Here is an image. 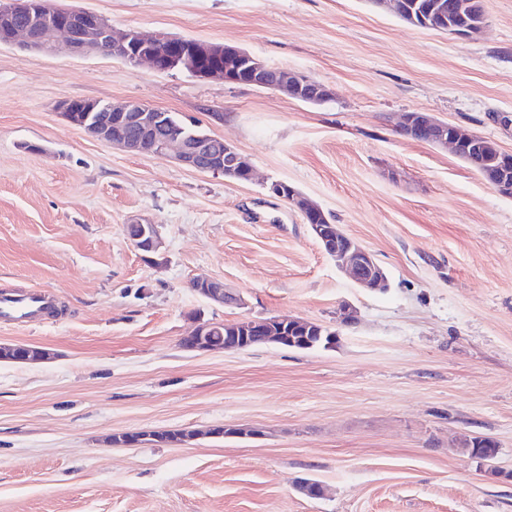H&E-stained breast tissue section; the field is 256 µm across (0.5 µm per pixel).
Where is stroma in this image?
Listing matches in <instances>:
<instances>
[{
    "label": "stroma",
    "instance_id": "stroma-1",
    "mask_svg": "<svg viewBox=\"0 0 512 512\" xmlns=\"http://www.w3.org/2000/svg\"><path fill=\"white\" fill-rule=\"evenodd\" d=\"M57 2L244 49L332 96L0 45V291L43 290L55 307L0 322L1 344L53 354L0 363V512H512V198L398 130L427 112L512 153L498 120L512 115V0H482L472 39L372 0ZM65 99L171 112L236 147L255 178L95 140L62 117ZM275 181L371 252L386 289L348 278ZM135 220L157 225V262L128 239ZM199 277L240 303L201 297ZM345 304L356 318L340 327ZM244 317L309 320L339 340L181 345L198 320ZM160 430L197 437L110 442ZM465 434L492 438L496 457L463 452ZM303 478L324 496L303 495Z\"/></svg>",
    "mask_w": 512,
    "mask_h": 512
}]
</instances>
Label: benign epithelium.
Wrapping results in <instances>:
<instances>
[{
  "instance_id": "obj_1",
  "label": "benign epithelium",
  "mask_w": 512,
  "mask_h": 512,
  "mask_svg": "<svg viewBox=\"0 0 512 512\" xmlns=\"http://www.w3.org/2000/svg\"><path fill=\"white\" fill-rule=\"evenodd\" d=\"M55 32L63 41L51 42L46 35ZM0 45H15L25 50L46 54L61 51L78 55L117 53L131 65L150 64L157 73L173 67L197 78L218 77L226 82L281 90L302 102L327 100L331 91L322 83L302 75L268 67L260 59L233 46L185 39L165 33L144 37L138 32H118L112 24L95 14L79 9L55 6L53 0H0ZM85 116L76 117V109L65 100L59 104L65 119L89 136L128 153L164 154L175 151V159L183 166L203 172L221 173L237 181L252 179L253 167L233 146L211 135L185 134L170 127L168 113L138 101L122 104L81 101ZM399 131L404 136L428 143L451 146L464 158L482 151L487 139L466 133L457 126L441 122L433 116L410 112L403 115ZM491 163L499 176L489 184L501 195L512 197V154L496 149ZM283 183L270 184L269 190L296 207L323 251L361 288H380L386 275L373 255L331 223L322 207L293 188L283 191ZM129 240L144 253L160 254L162 242L157 225L133 221L126 225ZM195 291L204 298L227 304L240 301L218 279L195 281ZM225 324L201 321L188 336L190 350H242L254 343L286 347L303 344L308 322L302 320L244 318L236 322L235 335H223ZM0 352L16 354L27 363L41 362L50 352L26 344L0 345Z\"/></svg>"
}]
</instances>
